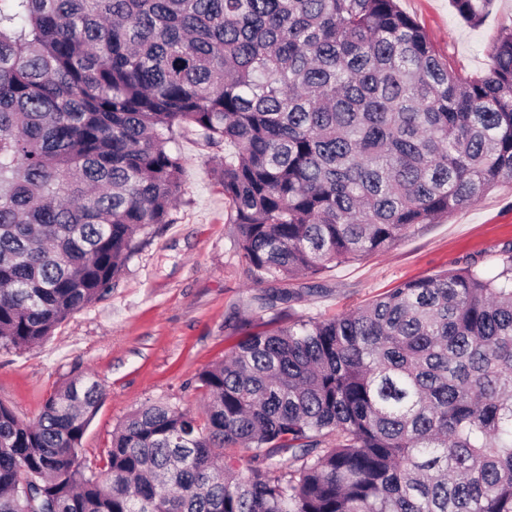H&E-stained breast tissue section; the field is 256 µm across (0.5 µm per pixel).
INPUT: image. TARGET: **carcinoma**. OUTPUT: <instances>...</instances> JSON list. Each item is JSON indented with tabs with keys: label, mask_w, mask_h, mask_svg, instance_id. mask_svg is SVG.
Returning <instances> with one entry per match:
<instances>
[{
	"label": "carcinoma",
	"mask_w": 512,
	"mask_h": 512,
	"mask_svg": "<svg viewBox=\"0 0 512 512\" xmlns=\"http://www.w3.org/2000/svg\"><path fill=\"white\" fill-rule=\"evenodd\" d=\"M492 2L450 0L473 27ZM188 129L224 145L246 276L317 275L512 184V27L464 78L396 0H0V349L174 223ZM198 382L204 424L144 405L99 473L93 376L30 422L0 402V512H512V255L251 333Z\"/></svg>",
	"instance_id": "carcinoma-1"
}]
</instances>
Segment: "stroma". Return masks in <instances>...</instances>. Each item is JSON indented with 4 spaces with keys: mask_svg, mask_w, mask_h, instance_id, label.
Instances as JSON below:
<instances>
[{
    "mask_svg": "<svg viewBox=\"0 0 512 512\" xmlns=\"http://www.w3.org/2000/svg\"><path fill=\"white\" fill-rule=\"evenodd\" d=\"M461 76L483 72L489 49L512 27V0H494L477 27L462 21L449 0H397ZM184 159L183 192L171 224H154L137 238L112 290L59 324L50 340L25 350H0V402L30 421L67 380L88 373L106 397L82 441V457L97 467L113 431L136 409L164 402L200 414L206 392L198 374L223 359L248 333L303 318H329L399 284L445 270L493 271L512 251V186L431 224L385 252L315 276L324 293L285 309L259 308L268 284L247 280L226 222L219 174L224 150L193 131L176 143Z\"/></svg>",
    "mask_w": 512,
    "mask_h": 512,
    "instance_id": "obj_1",
    "label": "stroma"
}]
</instances>
